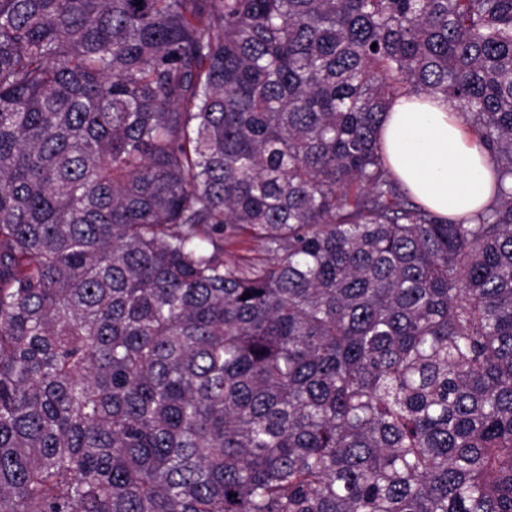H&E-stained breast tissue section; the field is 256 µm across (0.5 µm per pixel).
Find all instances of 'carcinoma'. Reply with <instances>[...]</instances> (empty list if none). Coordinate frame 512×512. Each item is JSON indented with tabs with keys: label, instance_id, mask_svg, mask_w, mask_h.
<instances>
[{
	"label": "carcinoma",
	"instance_id": "obj_1",
	"mask_svg": "<svg viewBox=\"0 0 512 512\" xmlns=\"http://www.w3.org/2000/svg\"><path fill=\"white\" fill-rule=\"evenodd\" d=\"M0 512H512V0H0ZM378 140L396 176L441 217L464 218L496 195L498 177L487 148L448 100L399 97L384 116Z\"/></svg>",
	"mask_w": 512,
	"mask_h": 512
}]
</instances>
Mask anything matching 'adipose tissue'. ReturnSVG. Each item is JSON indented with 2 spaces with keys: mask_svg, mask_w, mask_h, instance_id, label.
Segmentation results:
<instances>
[{
  "mask_svg": "<svg viewBox=\"0 0 512 512\" xmlns=\"http://www.w3.org/2000/svg\"><path fill=\"white\" fill-rule=\"evenodd\" d=\"M378 140L396 176L439 216L466 217L496 195L498 177L487 148L448 100L399 97L384 116Z\"/></svg>",
  "mask_w": 512,
  "mask_h": 512,
  "instance_id": "ef3b65f1",
  "label": "adipose tissue"
}]
</instances>
